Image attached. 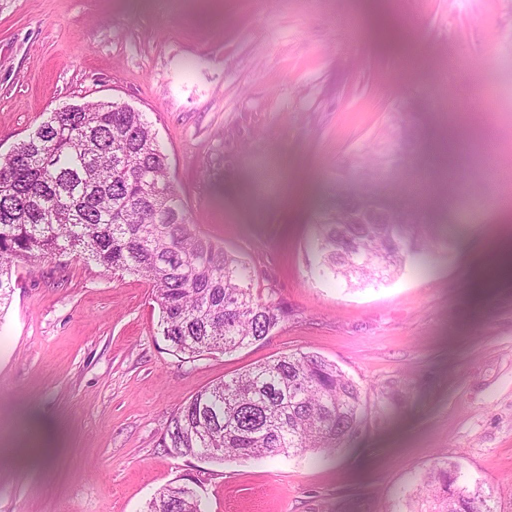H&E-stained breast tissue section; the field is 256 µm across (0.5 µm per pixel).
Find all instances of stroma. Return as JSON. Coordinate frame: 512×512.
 <instances>
[{
	"label": "stroma",
	"mask_w": 512,
	"mask_h": 512,
	"mask_svg": "<svg viewBox=\"0 0 512 512\" xmlns=\"http://www.w3.org/2000/svg\"><path fill=\"white\" fill-rule=\"evenodd\" d=\"M378 9L406 50L376 41ZM87 101L146 112L191 224L287 318L185 360L140 277L72 253L13 266L0 512H144L182 478L204 512H428L420 481L440 462L488 512H512V276L494 269L512 188L486 175L476 136L492 126L512 158V0H0V155ZM384 131L405 141L382 197L451 231L395 278L351 287L318 269L315 223L364 189ZM428 181L445 208L401 191ZM299 351L361 391L341 447L221 462L163 447L197 391Z\"/></svg>",
	"instance_id": "1"
}]
</instances>
